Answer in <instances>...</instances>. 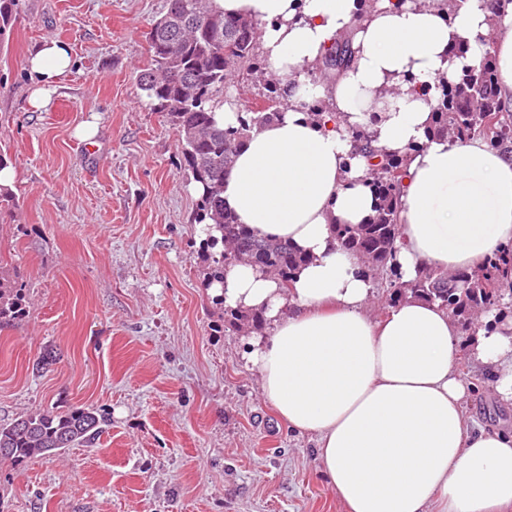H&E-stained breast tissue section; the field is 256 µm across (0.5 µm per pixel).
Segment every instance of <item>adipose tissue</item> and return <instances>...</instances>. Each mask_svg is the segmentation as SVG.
Returning <instances> with one entry per match:
<instances>
[{"mask_svg":"<svg viewBox=\"0 0 512 512\" xmlns=\"http://www.w3.org/2000/svg\"><path fill=\"white\" fill-rule=\"evenodd\" d=\"M214 5L259 22L267 67L288 83L281 118L251 133L224 179V205L239 223L308 256L288 287L242 264L217 288L225 306L265 312L267 333L244 354L262 397L291 429L315 438L346 512H512V434L467 423L457 323L441 305L413 298L372 315L375 285L334 237L335 225L365 223L374 211L366 160L348 138L373 111V146L408 158L402 280L427 266L475 269L512 244V154L480 139L427 138L430 108L413 89L488 52L512 109V5L496 14L485 0L447 13L432 0H380L368 14L361 0ZM343 37L348 67L312 84L308 68ZM459 44L469 46L466 58L452 55ZM71 65L68 46L42 40L25 63L32 110L47 105ZM314 98L329 107L319 122L300 107ZM469 358L512 402V323L477 328Z\"/></svg>","mask_w":512,"mask_h":512,"instance_id":"ef3b65f1","label":"adipose tissue"}]
</instances>
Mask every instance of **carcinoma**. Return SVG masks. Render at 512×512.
<instances>
[{
    "instance_id": "carcinoma-1",
    "label": "carcinoma",
    "mask_w": 512,
    "mask_h": 512,
    "mask_svg": "<svg viewBox=\"0 0 512 512\" xmlns=\"http://www.w3.org/2000/svg\"><path fill=\"white\" fill-rule=\"evenodd\" d=\"M20 0H0V43L10 37ZM167 12L180 20L179 31L154 22L148 38V61L137 84L150 107L165 113L181 136L184 170L202 187L196 203L194 223L202 225L203 247L209 252L210 282L224 281L225 271L237 263H248L277 276L287 285L290 274L306 262V255L293 244L259 237L224 210V176L249 134L281 116L287 95L282 83L270 82L267 65L259 51L260 23L246 19L241 25L225 20L216 26L213 17L224 14L209 0H167ZM351 59L348 43L336 41L317 62V84L340 74ZM238 78L262 87L263 106L240 110L238 125L226 127L216 120L224 105L227 80ZM440 94L427 96L432 112L429 135L450 132L460 141L483 139L497 151H512V112L502 108L498 73L490 53L473 64H465L455 79H439ZM354 149L364 154L370 166L369 186L376 201L375 214L365 224L336 227L338 246L359 254L374 278L393 272L399 234V195L406 174V159L385 154L371 145L359 129L350 130ZM456 280L437 269L423 270L408 282L398 277L388 281L390 303L408 297L438 302L448 309L459 326L472 330L478 314L493 313L499 320L512 318V305L503 302L512 293V245L490 256L479 269L455 272ZM24 297L0 275V323L21 319ZM234 329L254 330L265 322L264 311L242 312L227 308ZM107 423L105 414L78 407L68 413L40 410L0 424V448L10 449V459L59 454L65 448L89 446Z\"/></svg>"
}]
</instances>
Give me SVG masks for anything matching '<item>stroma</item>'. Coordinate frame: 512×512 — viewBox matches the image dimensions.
<instances>
[{
    "label": "stroma",
    "instance_id": "obj_1",
    "mask_svg": "<svg viewBox=\"0 0 512 512\" xmlns=\"http://www.w3.org/2000/svg\"><path fill=\"white\" fill-rule=\"evenodd\" d=\"M166 0H22L0 46V157L17 208L0 213V268L26 313L0 325V423L100 408L91 446L0 460V512H345L312 436L289 429L246 367V333L208 288L197 194L179 133L137 87ZM73 64L27 106L42 39ZM95 126L85 140L80 130ZM467 416L512 429L460 338ZM56 359L36 373L47 351Z\"/></svg>",
    "mask_w": 512,
    "mask_h": 512
}]
</instances>
